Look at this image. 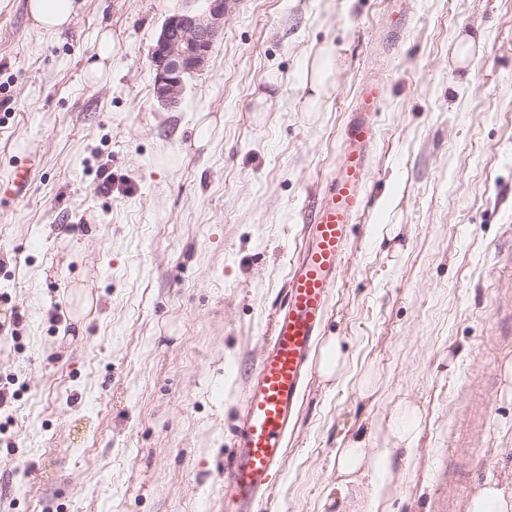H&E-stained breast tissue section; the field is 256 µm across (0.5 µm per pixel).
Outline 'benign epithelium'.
<instances>
[{
	"label": "benign epithelium",
	"mask_w": 512,
	"mask_h": 512,
	"mask_svg": "<svg viewBox=\"0 0 512 512\" xmlns=\"http://www.w3.org/2000/svg\"><path fill=\"white\" fill-rule=\"evenodd\" d=\"M232 2L207 0L201 10H180L165 20L151 52L154 92L162 105L177 106L186 79L205 69Z\"/></svg>",
	"instance_id": "7a95c632"
}]
</instances>
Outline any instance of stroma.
Masks as SVG:
<instances>
[{"label": "stroma", "instance_id": "35a3bbf8", "mask_svg": "<svg viewBox=\"0 0 512 512\" xmlns=\"http://www.w3.org/2000/svg\"><path fill=\"white\" fill-rule=\"evenodd\" d=\"M28 2L0 0V180L34 160L0 197V512H223L306 197L375 73L370 207L322 330L346 371L330 390L313 373L260 512H336L337 449L384 440L405 400L420 420L385 512L512 494V0H413L401 27L391 0H240L173 108L151 50L204 0H77L56 34ZM105 30L118 52L92 84ZM323 44L334 88L308 112ZM33 163L29 159L17 162L11 171L9 179L3 183L4 195L15 197L22 195L29 184Z\"/></svg>", "mask_w": 512, "mask_h": 512}]
</instances>
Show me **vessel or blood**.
<instances>
[{
    "instance_id": "obj_1",
    "label": "vessel or blood",
    "mask_w": 512,
    "mask_h": 512,
    "mask_svg": "<svg viewBox=\"0 0 512 512\" xmlns=\"http://www.w3.org/2000/svg\"><path fill=\"white\" fill-rule=\"evenodd\" d=\"M385 90L376 77L363 83L338 171L305 205L302 247L287 274L285 301L272 315L268 347L246 390L237 440L224 467V512H259L282 465L350 233L369 206L376 117ZM32 169L31 160L17 162L0 192L22 195Z\"/></svg>"
}]
</instances>
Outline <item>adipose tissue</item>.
<instances>
[{"label": "adipose tissue", "instance_id": "1", "mask_svg": "<svg viewBox=\"0 0 512 512\" xmlns=\"http://www.w3.org/2000/svg\"><path fill=\"white\" fill-rule=\"evenodd\" d=\"M78 6L75 0H29L28 10L34 25L40 30L57 33L74 21ZM335 52L332 46H320L314 53L303 84L310 93L304 99L307 111H316L332 84ZM418 409L404 405L398 417L388 424V445L372 446L370 439L359 437L340 449L336 469L338 479L328 492L335 495L342 512L352 508L351 500L361 494L364 484H371L372 492L357 512H379L392 479L394 456L400 447H411L414 440L415 420Z\"/></svg>", "mask_w": 512, "mask_h": 512}]
</instances>
